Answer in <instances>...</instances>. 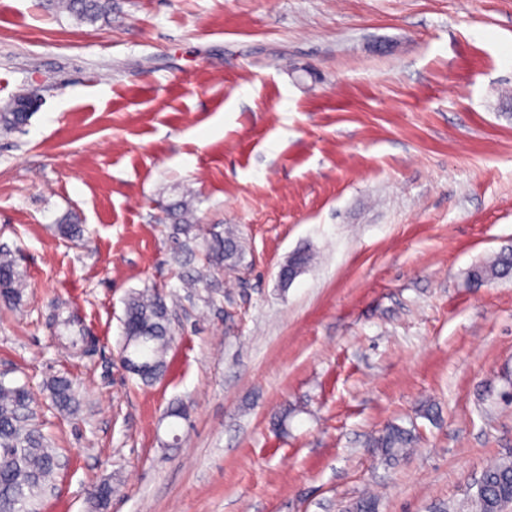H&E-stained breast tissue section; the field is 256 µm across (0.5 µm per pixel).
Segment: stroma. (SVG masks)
Listing matches in <instances>:
<instances>
[{"label":"stroma","mask_w":512,"mask_h":512,"mask_svg":"<svg viewBox=\"0 0 512 512\" xmlns=\"http://www.w3.org/2000/svg\"><path fill=\"white\" fill-rule=\"evenodd\" d=\"M43 2L0 0V109L37 100L0 133V248L26 282L0 378L60 457L37 512H88L103 482L108 512H470L512 458V276L466 280L512 245V0H113L94 24ZM184 197L246 248L191 292L165 220ZM70 213L82 239L55 230ZM152 287L180 301L145 386L120 341ZM56 376L77 414L51 408ZM390 422L419 438L393 464L370 445ZM29 97L30 96L26 94L17 96L15 104L24 105L22 110L18 111L17 109H10L0 112V130L6 132L13 131L27 123L32 114V112L27 108L28 105H25V103L29 102ZM312 261V255L309 251L294 252L281 268V283L284 287L288 286L298 275L304 272ZM56 326L59 328H63V332L67 333V339L71 344L72 348L76 349L77 352L83 353L87 351L89 344L91 343L90 336H86L84 329L81 328L79 324V320H77L74 316H68L67 318L56 320ZM47 388L53 408L60 414L74 415L79 409L77 389L71 379L57 376L51 379Z\"/></svg>","instance_id":"35a3bbf8"}]
</instances>
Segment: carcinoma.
Wrapping results in <instances>:
<instances>
[{"label": "carcinoma", "mask_w": 512, "mask_h": 512, "mask_svg": "<svg viewBox=\"0 0 512 512\" xmlns=\"http://www.w3.org/2000/svg\"><path fill=\"white\" fill-rule=\"evenodd\" d=\"M60 12L81 21L94 23L108 20L112 0H50ZM31 116L24 107L0 112V130L13 131L25 125ZM172 221L170 238L175 257L201 252L205 268L181 277L186 288L207 280L212 270H234L245 258V247L235 228L202 234V227L191 201L182 198L169 208ZM312 261L308 251L293 253L281 268V283L288 286ZM512 274V246H506L491 260L471 267L468 282L482 286ZM24 283L14 261L0 253V300L17 302ZM72 348L83 353L91 343L74 316L57 319ZM122 350L129 356L128 370L145 384L162 379L166 371V354L173 337L166 299L158 290L134 291L128 297L123 322ZM47 388L53 408L60 414L74 415L79 409L77 389L72 380L57 376ZM33 399L24 385H10L0 380V512H35L34 503L46 492L58 468V456L33 423ZM414 445L413 435L391 425L374 439V447L388 460L405 456ZM512 504V461L501 459L483 472L471 501L473 512H504Z\"/></svg>", "instance_id": "cac0c4a2"}]
</instances>
